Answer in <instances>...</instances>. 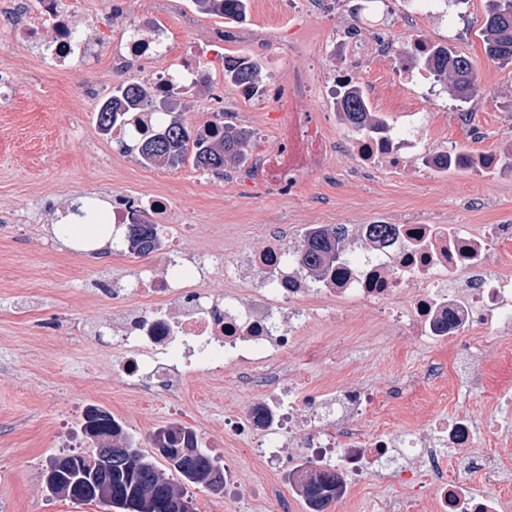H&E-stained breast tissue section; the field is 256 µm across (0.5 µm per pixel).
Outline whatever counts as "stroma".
<instances>
[{
    "instance_id": "obj_1",
    "label": "stroma",
    "mask_w": 512,
    "mask_h": 512,
    "mask_svg": "<svg viewBox=\"0 0 512 512\" xmlns=\"http://www.w3.org/2000/svg\"><path fill=\"white\" fill-rule=\"evenodd\" d=\"M74 2L84 31L99 39L96 65L46 71L32 48L0 27V67L16 76L10 99H0V512H112L95 502L51 495L44 484L51 457L91 450L81 426L92 406L108 411L144 452L152 450L154 430L177 424L193 430L205 448L238 471L245 489L235 499L188 487L195 512H271L264 494L267 473L246 440L224 433L226 420L245 416L253 401L235 370L190 375L181 396L149 401L121 376L122 349L110 328L137 312L121 291L143 276L167 277L163 254L133 255L121 241L100 252L67 249L54 232L56 211L78 198L164 195L170 231L162 242L178 245L185 267H203L202 286L219 300L228 287L225 265L272 244L296 251L312 224L391 223L416 212L443 224H512V175L436 176L421 166L404 173L378 168L362 178L350 154L326 152L308 159L295 186L279 192L246 165L220 174L189 162L144 167L115 137L100 131L97 106L79 96L90 82L109 93L117 84L136 81V71L116 72L110 63L112 45L128 23H136L145 38L165 32L168 51L154 70L178 74L191 59L210 72V87H192L188 96L176 99L188 129L231 122L252 132L253 153L272 154L287 133L289 107L277 99L257 104L224 82L225 59L255 49L232 39L217 41L223 18L196 12L192 0H183L184 9L194 14L189 26L179 12L158 13L147 0H128L122 13L113 11V0ZM362 2L331 0L328 9L317 10L305 2L292 8L288 0H253L249 26L273 38L263 51L267 84L300 67L335 68V58L317 47L366 20ZM487 8V0L460 5L450 0L445 13L393 27L396 38L428 34L471 59L478 73L473 100L459 103L440 84L430 91L398 82L388 60L366 63L358 73L373 110L386 114L394 128L409 125L413 113H420L429 154L450 148L499 153L512 135V64L485 55ZM295 41L306 44V53H283V46ZM341 315L342 328L313 313L311 326L286 352L296 389L361 383L382 398L394 378L419 372L430 356H450L449 349L414 341L387 321L371 323L358 305L343 308ZM473 363L488 374L483 393L459 396L442 381L431 386L430 402L415 392L406 398L416 416L392 418L379 407L361 419L362 428L369 434L427 431L434 420L466 411L478 420L499 418L512 431V414L497 406L500 391L512 390V341L485 336L473 351ZM407 493L395 479H378L329 504L326 512H379L381 501Z\"/></svg>"
}]
</instances>
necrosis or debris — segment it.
<instances>
[{"mask_svg":"<svg viewBox=\"0 0 512 512\" xmlns=\"http://www.w3.org/2000/svg\"><path fill=\"white\" fill-rule=\"evenodd\" d=\"M47 23L53 36L45 41L41 29ZM79 24L72 0H0V25L16 30L43 58L57 63L96 56L94 45L80 38ZM336 40L346 45L348 59H391L395 74L406 79L413 76L412 57L438 48L424 36L395 46L387 27L344 31ZM166 51L163 36L143 38L131 25L114 47L112 64L118 69L138 67ZM323 85L316 70L298 68L273 94L302 112ZM420 146L410 133L389 126L354 132L348 140L350 153L363 167L382 164L395 171L409 169ZM344 231L358 249L352 257H341L335 271L313 277L293 255L272 246L250 257L267 274L262 287L251 289L246 298L228 292L220 301L186 280L180 251L171 249L167 278L141 279L125 292L141 306L118 329L127 348L120 366L126 385L152 396L155 376L178 381L190 373L231 366L253 387L252 407L260 415L231 420L225 430L247 438L252 455L275 480L292 479L302 463L334 472L340 501L355 487L389 475L404 484L431 486L433 512H512V500L500 492L512 484V462L484 448V428L470 415L457 414L429 437L370 435L357 424L377 403L365 386L304 395L279 392L281 355L295 345L310 305L328 301L362 304L385 313L413 339L455 345L453 362L432 359L425 381L450 370L458 385L479 391L486 374L471 363L477 338L488 333L512 336V266L497 259L500 247L512 242V225L460 228L415 219L397 224L386 242L375 239L366 224H348ZM171 300L180 309L175 320L163 308ZM287 303L292 309L286 315L282 307ZM285 445L296 448V457L282 455ZM452 449L482 475L484 492H472L466 480L448 479L445 459Z\"/></svg>","mask_w":512,"mask_h":512,"instance_id":"obj_1","label":"necrosis or debris"}]
</instances>
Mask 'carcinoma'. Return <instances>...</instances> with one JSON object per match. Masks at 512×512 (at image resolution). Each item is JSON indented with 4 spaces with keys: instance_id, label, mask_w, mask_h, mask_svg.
Returning a JSON list of instances; mask_svg holds the SVG:
<instances>
[{
    "instance_id": "cac0c4a2",
    "label": "carcinoma",
    "mask_w": 512,
    "mask_h": 512,
    "mask_svg": "<svg viewBox=\"0 0 512 512\" xmlns=\"http://www.w3.org/2000/svg\"><path fill=\"white\" fill-rule=\"evenodd\" d=\"M203 14L215 15L231 21L242 19L247 12L248 0H193ZM512 11V0H491L482 27L484 50L492 61H512V33L504 35L506 21L503 13ZM424 66L432 72L437 81L448 87L451 96L467 101L477 92V80L473 62L453 49H441L424 59ZM224 78L238 87L256 91L265 86L264 65L257 58L242 57L233 66L224 67ZM150 100L144 89L136 84H120L112 95L100 105L97 113L99 129L107 134L117 128L129 125L130 114L144 112ZM346 123L354 130L364 131L372 126V111L360 89L351 87L344 92L341 102ZM252 147V135L248 130L222 122L209 125L198 135L185 126L176 116L165 113L157 116V123L151 130H142L132 143H122L128 153H135L147 165L164 164L177 167L192 161L203 170L219 173L225 167L239 165L247 159ZM128 251L146 256L161 245L157 225L145 221L126 230L124 236ZM341 247V235L336 227L319 226L309 230L303 242L295 251L297 260L315 276H322L330 270L336 252ZM103 421V429L93 433L83 425L89 439L94 436L112 437V445H123L132 440L112 416L98 408H89L84 420L90 414ZM165 442L171 448H197L199 453L191 456L172 454L166 457L172 467L171 475L157 465L151 454L137 452L129 457V463H109L97 457V450L86 455L65 456V464L55 473V483L47 485L54 495L67 496V487L76 479L93 471L102 493H94L85 502H99L128 512L130 507L149 497L158 499L184 498V487L192 485L210 490L214 484L211 477L216 475L224 482V467L210 451L199 447L196 434L179 425H168L156 429L151 442L158 447ZM305 494L318 502V512L332 501L336 493V474L331 471L309 476L304 483Z\"/></svg>"
}]
</instances>
